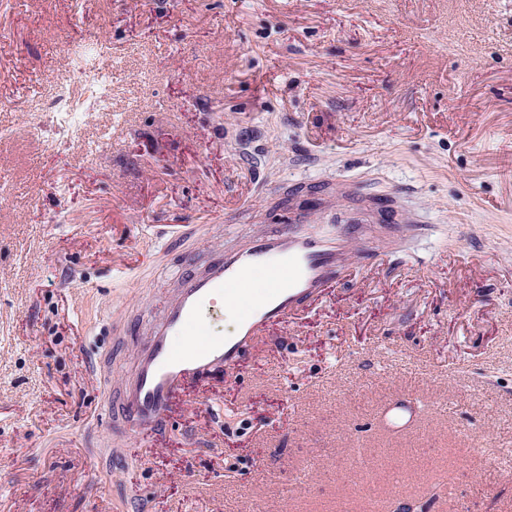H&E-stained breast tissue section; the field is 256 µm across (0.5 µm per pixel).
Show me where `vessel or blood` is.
<instances>
[{"mask_svg": "<svg viewBox=\"0 0 512 512\" xmlns=\"http://www.w3.org/2000/svg\"><path fill=\"white\" fill-rule=\"evenodd\" d=\"M349 241L342 219L297 215L242 247L213 249L201 272L181 275L175 297L153 324L120 397L116 429L132 439L164 429L168 405L188 381L230 371L267 322L293 317L346 280ZM260 270L279 271L281 278L253 296L232 336L199 338L225 289L248 286Z\"/></svg>", "mask_w": 512, "mask_h": 512, "instance_id": "vessel-or-blood-1", "label": "vessel or blood"}]
</instances>
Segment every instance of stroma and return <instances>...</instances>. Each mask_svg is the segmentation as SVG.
<instances>
[{
    "label": "stroma",
    "mask_w": 512,
    "mask_h": 512,
    "mask_svg": "<svg viewBox=\"0 0 512 512\" xmlns=\"http://www.w3.org/2000/svg\"><path fill=\"white\" fill-rule=\"evenodd\" d=\"M85 29L113 80L47 111ZM0 171V512H512V0H0ZM288 194L421 222L113 440L89 359L119 398L181 256Z\"/></svg>",
    "instance_id": "35a3bbf8"
}]
</instances>
